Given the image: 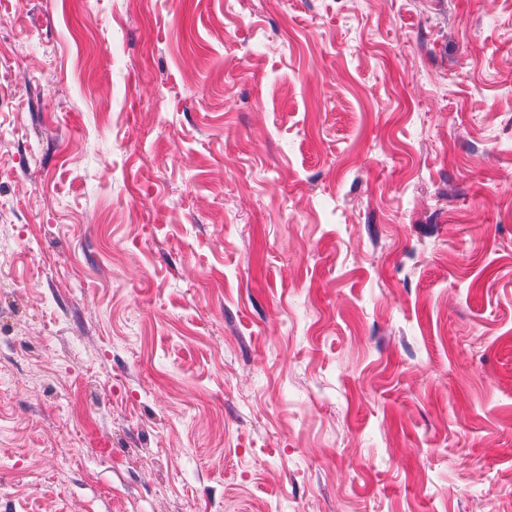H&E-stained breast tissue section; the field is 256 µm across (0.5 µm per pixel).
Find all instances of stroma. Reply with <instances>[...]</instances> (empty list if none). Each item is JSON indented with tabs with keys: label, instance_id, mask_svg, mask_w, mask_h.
I'll return each instance as SVG.
<instances>
[{
	"label": "stroma",
	"instance_id": "35a3bbf8",
	"mask_svg": "<svg viewBox=\"0 0 512 512\" xmlns=\"http://www.w3.org/2000/svg\"><path fill=\"white\" fill-rule=\"evenodd\" d=\"M0 512H512V0H0Z\"/></svg>",
	"mask_w": 512,
	"mask_h": 512
}]
</instances>
